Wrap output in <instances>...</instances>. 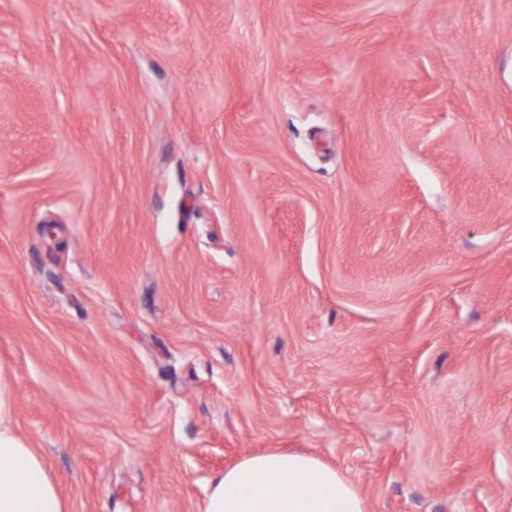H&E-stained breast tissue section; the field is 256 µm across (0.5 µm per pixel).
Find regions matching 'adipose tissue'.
Wrapping results in <instances>:
<instances>
[{
  "mask_svg": "<svg viewBox=\"0 0 512 512\" xmlns=\"http://www.w3.org/2000/svg\"><path fill=\"white\" fill-rule=\"evenodd\" d=\"M0 512H69L45 459L15 431L0 381ZM204 512H366L358 488L336 468L302 453L243 458L215 476Z\"/></svg>",
  "mask_w": 512,
  "mask_h": 512,
  "instance_id": "ef3b65f1",
  "label": "adipose tissue"
}]
</instances>
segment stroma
Listing matches in <instances>:
<instances>
[{
    "instance_id": "1",
    "label": "stroma",
    "mask_w": 512,
    "mask_h": 512,
    "mask_svg": "<svg viewBox=\"0 0 512 512\" xmlns=\"http://www.w3.org/2000/svg\"><path fill=\"white\" fill-rule=\"evenodd\" d=\"M0 380L70 512H512V0H0ZM286 480L288 484L282 482ZM291 491L284 492L281 490ZM358 488L302 453L247 456L211 480L204 512H366Z\"/></svg>"
}]
</instances>
